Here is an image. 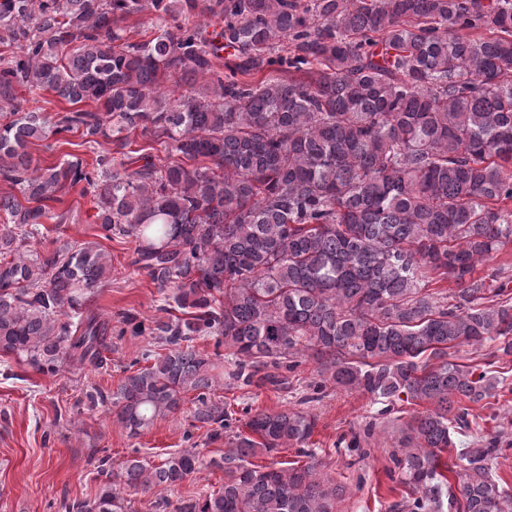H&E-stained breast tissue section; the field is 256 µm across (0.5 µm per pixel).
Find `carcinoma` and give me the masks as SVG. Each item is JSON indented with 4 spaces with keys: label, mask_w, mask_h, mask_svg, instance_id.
Returning <instances> with one entry per match:
<instances>
[{
    "label": "carcinoma",
    "mask_w": 512,
    "mask_h": 512,
    "mask_svg": "<svg viewBox=\"0 0 512 512\" xmlns=\"http://www.w3.org/2000/svg\"><path fill=\"white\" fill-rule=\"evenodd\" d=\"M140 13L156 35L133 41L120 23ZM20 89L73 109L25 112ZM2 118L0 178L17 193L0 196V353L53 377L103 363L112 325L93 298L112 259L95 242L30 244L42 218L71 219L49 203L79 186L103 237L133 239L131 265L163 296L165 316L123 312L118 335L167 346L116 391H86V409H115L136 437L194 391L193 420L220 439L214 362L194 346L212 336L246 386L286 389L311 360L318 390L432 402L393 454L399 506L512 512L493 474L503 449L461 452L455 487L439 455L483 431L464 402L506 381L448 350L512 353V289L474 276L512 244V0H0ZM136 131L152 145L129 150ZM71 132L92 163L28 152ZM247 427L258 439L238 434L207 462L193 448L155 467L132 456L94 500L61 507L132 512L128 496L150 493L166 512V492L209 463L223 490L175 512H333L339 488L316 464L250 461L290 446L315 458L313 416L257 411Z\"/></svg>",
    "instance_id": "1"
}]
</instances>
